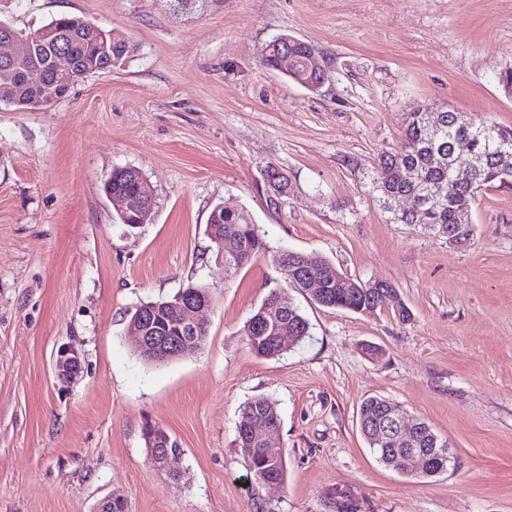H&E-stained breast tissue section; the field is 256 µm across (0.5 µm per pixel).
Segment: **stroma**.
<instances>
[{"label": "stroma", "instance_id": "stroma-1", "mask_svg": "<svg viewBox=\"0 0 512 512\" xmlns=\"http://www.w3.org/2000/svg\"><path fill=\"white\" fill-rule=\"evenodd\" d=\"M60 14L124 36L129 55L51 107L0 104V512H512V189L485 188L454 246L395 224L372 171L412 106L512 128V0H0L30 32ZM288 34L323 57L316 91L261 62ZM288 178L271 201L267 166ZM154 190L127 231L102 191L117 167ZM224 204L271 248L393 285L409 320L317 305L271 257L227 275L207 234ZM191 282L213 307L201 351L162 367L126 334L130 311ZM309 322L280 356L245 325L270 292ZM380 347L371 358L362 343ZM81 374L59 382L58 349ZM276 401L283 484H256L236 444L248 400ZM380 396L428 422L454 465L421 478L378 462L359 429ZM180 448L158 469L145 426Z\"/></svg>", "mask_w": 512, "mask_h": 512}]
</instances>
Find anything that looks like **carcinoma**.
<instances>
[{
	"label": "carcinoma",
	"instance_id": "1",
	"mask_svg": "<svg viewBox=\"0 0 512 512\" xmlns=\"http://www.w3.org/2000/svg\"><path fill=\"white\" fill-rule=\"evenodd\" d=\"M47 28L60 31V37L78 64L84 66L92 63L97 71L112 69L111 60H123L130 52L131 46L120 38L112 42L110 53L101 51L98 35L84 29L72 15H60L45 24ZM56 41L33 39L31 52L25 57L24 69L26 80L13 94V106L19 109H42L44 105L62 98L60 89L72 86L83 79L84 69L76 70L74 77L62 84L46 78L45 73L50 57L54 54ZM288 50L294 59L296 70L293 75L301 77L306 64L305 42L296 39L286 44L274 39L262 50L263 63L275 69L281 51ZM480 126L489 139L492 163L481 172H471L465 165L459 150L455 146V129L453 122L443 120L437 135L429 139L422 113L414 110L407 113L405 119L404 139L401 145L383 153L374 167L372 184L382 200L388 193H399L409 197L410 213L394 216L396 224H429V232L454 244H466L473 236L475 227L472 223L460 220L462 211H471L472 202L478 189L502 185L497 176L501 166H512V130H504L482 119ZM415 168L417 179L414 182H400L396 171L402 164ZM112 190L126 194L140 191L145 180L141 171L133 167H121L112 171ZM431 190L438 198L427 202L425 191ZM214 220L224 226V234L239 238L244 249L235 259L232 272L251 264L270 252L259 226L254 224L249 213L244 209L226 208ZM273 261L283 272L288 269L303 271L320 276L324 280L326 295L317 304L328 308H342L355 313L368 309L388 308L402 321L408 320L410 314L395 288L389 284L374 285L350 278L340 272L330 261L311 254L278 251L273 254ZM176 296L153 301L154 331L166 340L179 343L177 357L193 354L200 346L192 345L193 336H181L168 303ZM309 324L299 309L291 306L283 309L279 306L278 295L272 291L264 298L249 318L245 330L248 344L252 351L263 357H275L282 354L284 347L279 343V336L288 334L299 342L308 336ZM241 415L250 417L252 425L275 429L280 425L277 404L266 396H258L247 401ZM254 479L264 481L272 476L280 481L286 476V460L283 450L275 449L268 453H252L250 449L261 447L256 436L244 438L236 435Z\"/></svg>",
	"mask_w": 512,
	"mask_h": 512
}]
</instances>
